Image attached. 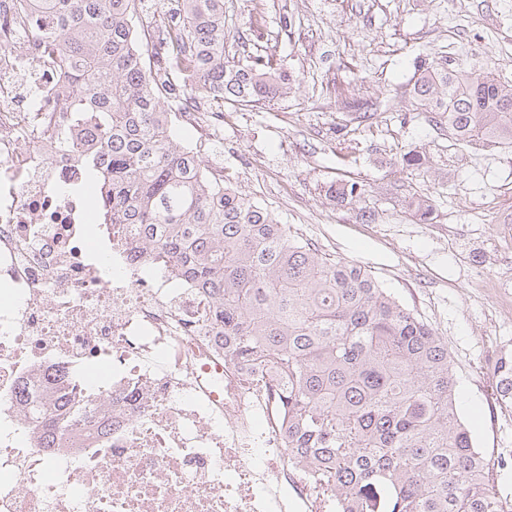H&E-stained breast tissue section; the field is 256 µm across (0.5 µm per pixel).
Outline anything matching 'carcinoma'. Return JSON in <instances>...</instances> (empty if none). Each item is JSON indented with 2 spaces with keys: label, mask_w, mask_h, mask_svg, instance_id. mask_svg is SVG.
Here are the masks:
<instances>
[{
  "label": "carcinoma",
  "mask_w": 512,
  "mask_h": 512,
  "mask_svg": "<svg viewBox=\"0 0 512 512\" xmlns=\"http://www.w3.org/2000/svg\"><path fill=\"white\" fill-rule=\"evenodd\" d=\"M143 0H31L27 31L66 68L59 147L88 156L102 213L145 256L211 292L233 357L287 374L288 449L336 488V512H500L497 465L473 445L448 344L360 264L291 234L208 175L180 140L199 100L264 105L293 76L272 54L225 60L224 0H176L143 42ZM416 109L458 142L512 147V84L439 58L418 69ZM357 181L328 186L353 201ZM512 407V354L496 372Z\"/></svg>",
  "instance_id": "1"
}]
</instances>
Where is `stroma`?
I'll list each match as a JSON object with an SVG mask.
<instances>
[{"mask_svg":"<svg viewBox=\"0 0 512 512\" xmlns=\"http://www.w3.org/2000/svg\"><path fill=\"white\" fill-rule=\"evenodd\" d=\"M224 14L227 59L260 49L298 81L270 104L201 115L203 155L293 235L364 265L447 342L459 412L475 447L503 461L497 489L512 501V408L494 378L512 353V236L498 229L512 218V147L458 143L411 94L418 66L441 56L512 82V0H224ZM363 106L376 122L357 119ZM412 151L422 167L392 165ZM340 179L365 184L364 198L331 200ZM414 198L427 216L408 209ZM485 280L504 282L500 296Z\"/></svg>","mask_w":512,"mask_h":512,"instance_id":"1","label":"stroma"}]
</instances>
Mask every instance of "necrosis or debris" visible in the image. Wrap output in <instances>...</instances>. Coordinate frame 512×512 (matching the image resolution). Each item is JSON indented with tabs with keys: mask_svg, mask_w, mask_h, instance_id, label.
I'll list each match as a JSON object with an SVG mask.
<instances>
[{
	"mask_svg": "<svg viewBox=\"0 0 512 512\" xmlns=\"http://www.w3.org/2000/svg\"><path fill=\"white\" fill-rule=\"evenodd\" d=\"M28 10L0 0V512H335L287 448L276 367L226 356L213 295L98 223L84 158L56 144L68 73ZM26 385L82 408L56 447Z\"/></svg>",
	"mask_w": 512,
	"mask_h": 512,
	"instance_id": "obj_1",
	"label": "necrosis or debris"
}]
</instances>
